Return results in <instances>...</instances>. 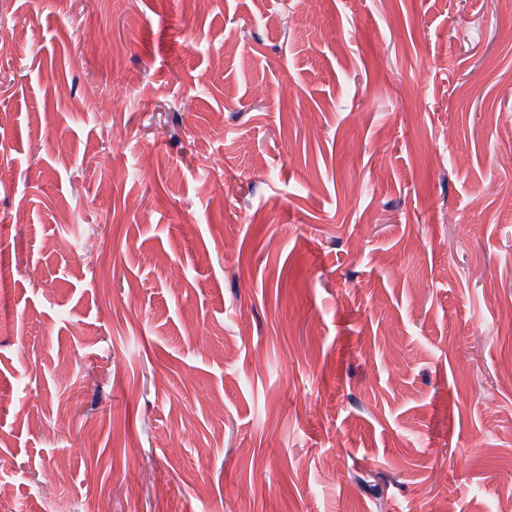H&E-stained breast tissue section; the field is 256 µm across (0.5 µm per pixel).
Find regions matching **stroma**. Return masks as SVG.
<instances>
[{
	"mask_svg": "<svg viewBox=\"0 0 512 512\" xmlns=\"http://www.w3.org/2000/svg\"><path fill=\"white\" fill-rule=\"evenodd\" d=\"M0 15L11 512H512L506 0Z\"/></svg>",
	"mask_w": 512,
	"mask_h": 512,
	"instance_id": "1",
	"label": "stroma"
}]
</instances>
